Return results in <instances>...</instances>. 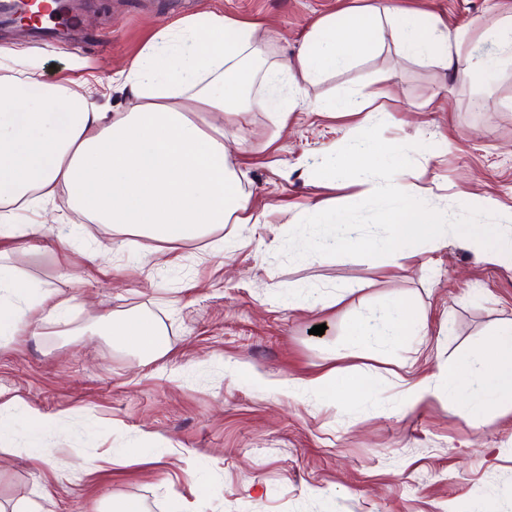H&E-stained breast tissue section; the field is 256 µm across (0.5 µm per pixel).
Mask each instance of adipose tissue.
Segmentation results:
<instances>
[{
    "label": "adipose tissue",
    "instance_id": "ef3b65f1",
    "mask_svg": "<svg viewBox=\"0 0 512 512\" xmlns=\"http://www.w3.org/2000/svg\"><path fill=\"white\" fill-rule=\"evenodd\" d=\"M391 37L398 54L433 58L444 67L461 55L463 38H448L416 14L353 7L315 21L294 64L266 59L261 22L213 14L159 29L112 82L131 102L106 112L63 81L37 95L9 75L0 59V238L43 236L44 222L18 216L42 210L57 190L90 221L112 228L123 243L155 241L170 251L204 239L228 222L257 224L241 189L243 173L225 142L224 118L266 112L288 128L289 89L351 67ZM68 300L54 289L30 295L26 281L0 266V342L33 316L63 317ZM125 349L152 360L169 351L165 326L140 313L103 314ZM491 381L489 394L512 406V320L495 331L484 355L470 362Z\"/></svg>",
    "mask_w": 512,
    "mask_h": 512
}]
</instances>
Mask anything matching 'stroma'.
Wrapping results in <instances>:
<instances>
[{
    "instance_id": "35a3bbf8",
    "label": "stroma",
    "mask_w": 512,
    "mask_h": 512,
    "mask_svg": "<svg viewBox=\"0 0 512 512\" xmlns=\"http://www.w3.org/2000/svg\"><path fill=\"white\" fill-rule=\"evenodd\" d=\"M388 1L447 34L466 31L472 59L498 55L492 32L512 18V0H82L83 23L67 36L37 40L0 26V48L17 73L83 80L89 101L122 110L128 100L102 96L101 81L181 18L262 22L269 60L292 63L317 18ZM354 91L370 96L363 114L315 109ZM377 121L386 142L419 144L400 176L428 205L482 207L512 235V60L470 81L388 43L302 85L284 134L262 112L244 124L225 119L226 138L244 143L236 163L260 223L226 224L159 268L153 241L116 244L61 192L45 236L0 239V261L71 304L65 320L35 321L0 343V400L34 411L7 423L21 453L0 471L1 505L24 512L46 493L53 512H113L129 498L145 512H512V408L490 405L465 420L439 391L453 369L470 395L488 392L487 378L461 362L512 319V261L455 234L391 266L281 254L314 204L363 200L362 186L323 187L313 169ZM73 225L86 242L111 245V264L57 248ZM395 297L413 310L418 335L356 347L352 327ZM113 310L164 323L168 354L149 362L125 352L95 326ZM320 324L324 334H312ZM333 371L361 388L310 386ZM415 385L429 392L413 401Z\"/></svg>"
}]
</instances>
